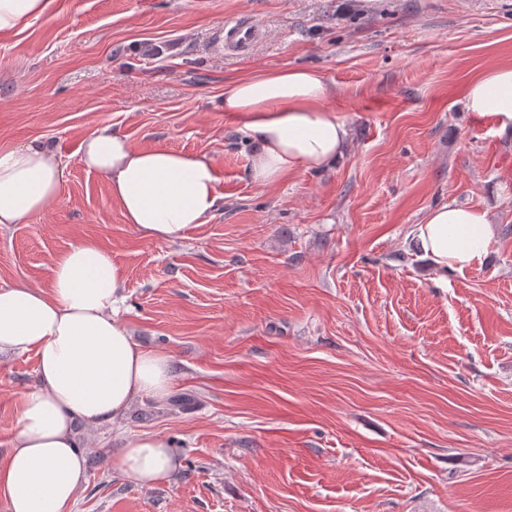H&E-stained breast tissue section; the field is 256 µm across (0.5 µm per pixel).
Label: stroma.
<instances>
[{"instance_id":"obj_1","label":"stroma","mask_w":512,"mask_h":512,"mask_svg":"<svg viewBox=\"0 0 512 512\" xmlns=\"http://www.w3.org/2000/svg\"><path fill=\"white\" fill-rule=\"evenodd\" d=\"M228 21L265 35L229 54ZM504 63L512 0H53L0 39V148L38 140L66 165L58 202L0 228V286L47 287L56 255L96 240L122 319L192 401L143 398L121 423L181 457L152 487L110 468L111 429H84L74 512H512V129L461 99ZM295 67L335 88L350 147L261 187L224 89ZM105 126L211 157L215 217L175 244L125 223L75 156ZM445 202L498 233L443 278L411 231ZM36 368L0 356V460Z\"/></svg>"}]
</instances>
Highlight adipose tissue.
<instances>
[{
  "label": "adipose tissue",
  "mask_w": 512,
  "mask_h": 512,
  "mask_svg": "<svg viewBox=\"0 0 512 512\" xmlns=\"http://www.w3.org/2000/svg\"><path fill=\"white\" fill-rule=\"evenodd\" d=\"M51 0H0V38L45 15ZM336 91L308 68L254 73L224 91V112L252 143L250 174L260 186L341 158L349 130L327 102ZM468 111L512 123V65L469 79ZM77 158L102 176L125 223L168 243L187 238L220 208L218 171L203 153L137 150L104 127L81 141ZM64 163L37 144L0 149V225L19 224L59 201ZM439 273L481 265L497 236L486 210L443 203L413 230ZM125 283L112 254L80 240L53 258L50 284L0 287V355L31 352L39 384L21 397L10 451L0 461L5 512H73L84 481L78 425L117 424L139 398H163L174 375L166 353L134 341L120 316ZM112 469L142 486L169 479L181 460L161 435L124 438Z\"/></svg>",
  "instance_id": "adipose-tissue-1"
}]
</instances>
